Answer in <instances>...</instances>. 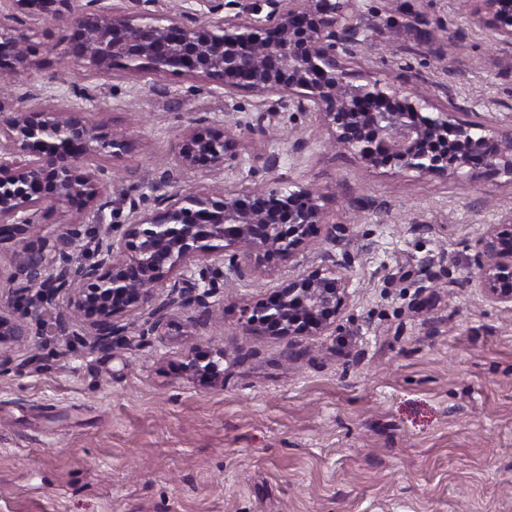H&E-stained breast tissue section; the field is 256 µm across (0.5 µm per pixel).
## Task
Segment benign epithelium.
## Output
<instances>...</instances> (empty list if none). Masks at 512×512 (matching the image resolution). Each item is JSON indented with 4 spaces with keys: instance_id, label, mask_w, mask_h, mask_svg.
<instances>
[{
    "instance_id": "1",
    "label": "benign epithelium",
    "mask_w": 512,
    "mask_h": 512,
    "mask_svg": "<svg viewBox=\"0 0 512 512\" xmlns=\"http://www.w3.org/2000/svg\"><path fill=\"white\" fill-rule=\"evenodd\" d=\"M182 17L144 10L128 14L112 0H0V82L30 75L31 36L25 18L50 26L78 14L60 58L111 75L154 74L200 79L226 93L245 90L278 96L290 111L313 112L331 143L365 163L460 178L475 164L512 177V127L471 120L418 88L379 78L356 85L348 66L367 41L358 0H253L223 15V0H182ZM473 20L493 29L512 49V0H469ZM23 97L0 90V247L14 246L41 229L49 207L68 204L77 217L52 243L53 272L42 252L15 251L7 281L10 303L0 306V371L13 363L4 345L28 335L27 320L45 306L58 317L41 332L69 335L77 318L93 345L110 348L126 335L122 317L143 311L138 335L162 336L174 312H212L229 282L262 270L276 257L291 262L320 235L336 244V223L320 205L323 194L277 181L245 194L210 187L179 189L188 171L219 175L239 165L236 128L190 120L179 135L171 168L148 182L153 209L131 202V218L107 220L102 200L112 184L109 161L127 149L124 136L92 124L51 101L19 109ZM105 227L92 259L74 258L83 217ZM325 264L281 281L243 310L247 329L271 336H316L333 326L349 299L348 264L324 251ZM477 282L493 304H512V213L475 240L466 282ZM224 350L192 357L183 369L207 388L224 386Z\"/></svg>"
}]
</instances>
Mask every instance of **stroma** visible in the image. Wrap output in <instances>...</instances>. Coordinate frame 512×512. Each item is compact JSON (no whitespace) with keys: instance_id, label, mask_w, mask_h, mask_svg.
<instances>
[{"instance_id":"obj_1","label":"stroma","mask_w":512,"mask_h":512,"mask_svg":"<svg viewBox=\"0 0 512 512\" xmlns=\"http://www.w3.org/2000/svg\"><path fill=\"white\" fill-rule=\"evenodd\" d=\"M373 22L353 66L427 86L438 105L483 117L512 114V51L473 23L469 0H359ZM42 65L22 87L54 95L127 139L104 201L127 216L152 208L145 172L169 166L182 125L232 113L305 139L242 134L226 190L273 180L315 187L339 227L348 305L318 336H263L244 306L279 278L322 266L271 260L224 288V311H182L167 333L131 327L109 349L88 328L12 344L0 372V512H512V306L462 281L469 246L512 211V177L476 165L461 178L375 169L331 146L311 112L275 98L211 91L185 77H105L61 62L73 32L52 39L30 19ZM102 109H88L87 95ZM275 152L267 171L259 155ZM223 348L224 385L182 369L190 351Z\"/></svg>"}]
</instances>
